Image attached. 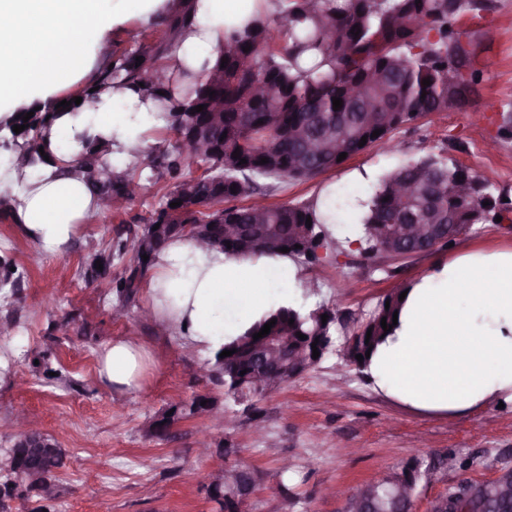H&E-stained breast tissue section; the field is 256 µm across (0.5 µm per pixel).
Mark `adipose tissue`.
Returning a JSON list of instances; mask_svg holds the SVG:
<instances>
[{"label": "adipose tissue", "mask_w": 512, "mask_h": 512, "mask_svg": "<svg viewBox=\"0 0 512 512\" xmlns=\"http://www.w3.org/2000/svg\"><path fill=\"white\" fill-rule=\"evenodd\" d=\"M276 12L275 0H195L196 22L169 62L199 73L224 36L254 15L256 4ZM168 0H0V105L28 107L50 100L90 70L89 47L127 20L165 15ZM152 103L116 88L54 122L48 149L59 153L78 132L115 141V165L144 146L159 125ZM13 153L0 149V178L23 181L16 217L43 249L62 251L98 200L67 164L37 163L17 174ZM305 279L285 255L240 257L176 238L157 255L148 284L152 309L199 351H218L264 313L301 302ZM146 352L118 338L104 350L103 378L137 385ZM368 374L381 389L433 410L464 411L512 396V249L474 252L432 268L412 282L393 336L381 343Z\"/></svg>", "instance_id": "1"}]
</instances>
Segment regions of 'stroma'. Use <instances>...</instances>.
Listing matches in <instances>:
<instances>
[{
    "label": "stroma",
    "instance_id": "stroma-1",
    "mask_svg": "<svg viewBox=\"0 0 512 512\" xmlns=\"http://www.w3.org/2000/svg\"><path fill=\"white\" fill-rule=\"evenodd\" d=\"M491 3L487 24L466 30L483 78L465 106L397 130L396 151L374 146L314 179L282 180L267 201H310L335 186L336 222L328 231L342 247L356 198L368 197L380 177L411 159L443 154L512 194V138L494 141L489 122L512 101V0ZM161 33L155 23L129 21L90 51V64L99 67ZM165 189L158 183L121 216L80 224L60 253L41 250L0 217V257L27 271L20 301L0 308V321L15 323L14 335L0 336V448L8 446L20 412L58 441L67 453L57 474L58 512H216L196 481L214 464L197 451L203 437L237 449L238 462L261 473L244 512H345V499L329 496L330 488L351 491L416 460L470 459L467 469L444 468L422 487L413 512H427L460 481H485L512 465L511 398L457 415L418 411L333 352L262 399L229 404V426L197 416L179 420L170 438L145 436L147 422L170 405L199 394L220 400L224 388L200 381L205 355L178 331L160 328L148 314L147 292H139L127 317L113 320L106 283L87 282L80 268L89 242L105 245L111 227L148 216L153 196ZM511 247L512 223L489 221L447 249L373 268L353 248L341 262L326 259L303 274L316 285L314 301L358 317L434 265L467 251ZM72 307L88 319L83 332L66 322ZM117 338L138 342L150 355L136 389L110 385L99 374L102 354Z\"/></svg>",
    "mask_w": 512,
    "mask_h": 512
}]
</instances>
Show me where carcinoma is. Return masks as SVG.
I'll return each instance as SVG.
<instances>
[{"instance_id":"carcinoma-1","label":"carcinoma","mask_w":512,"mask_h":512,"mask_svg":"<svg viewBox=\"0 0 512 512\" xmlns=\"http://www.w3.org/2000/svg\"><path fill=\"white\" fill-rule=\"evenodd\" d=\"M194 0H171L161 24L162 37L152 45L138 48L114 61L113 67L97 70L79 94L84 102H95L112 89L132 88L142 98L156 102L174 134V141L156 146L125 168L117 169L111 161L108 143L99 139H81L82 149L71 160V167L94 190L97 196L112 192L115 197L130 202L144 188L163 180L167 189L155 199L147 218L140 224H120L114 229L105 248L93 244L83 261V276L91 281L105 282L116 301L113 306L127 309L135 305L143 278L153 266L157 253L174 238L185 237L198 242L208 228L206 219L216 206L224 207V220L238 224H253L248 209L234 201L250 198L261 188L259 180L312 179L326 171L324 164L336 154L338 143L354 145L377 129L379 117L386 112L402 114L400 122L383 130L390 138L401 127L428 116L432 112L448 111V48L464 35L460 21L469 17L480 26L487 18L488 0H285L284 7L272 15L260 14L247 25L224 38L214 64L206 66L190 81L183 73L169 70L167 61L177 49L183 34L194 25ZM358 28L360 33L351 30ZM250 50L243 51L244 47ZM147 65H136V57ZM228 64H222V60ZM372 69L383 71L381 80L366 84L358 100L333 110V98L342 97L346 84ZM430 79L429 86L423 80ZM460 82L473 88L481 81L482 72L465 57L458 69ZM223 98L227 121L205 123L204 112L191 109L205 104L207 90ZM258 113L263 123L249 119ZM26 111L13 113L0 122L5 146L16 154L20 168L43 159L39 148L46 147L50 128L59 115L58 108L34 111L23 121ZM297 119L308 123L307 129L317 133L319 152H304L298 139H284L282 128ZM27 125L20 133L15 125ZM194 128L218 146L214 153H198L184 146L181 129ZM240 157H233L235 150ZM249 157L268 159L262 166L240 163ZM201 171L191 176L190 169ZM466 178L473 194L463 195L458 189L459 178ZM218 179L229 188L224 198L208 201L198 199V209L187 214H170L171 202L178 197H194V181ZM414 184L411 200L405 205L398 198V187ZM236 191H231V188ZM500 190L489 179L452 160L427 156L411 160L379 179L369 198L360 203L362 212L352 214L354 223L361 225L358 238L361 256L371 260L380 239L388 236L390 224H406L409 217L421 224L423 235L433 234L435 224L476 225L487 222L483 202H495ZM322 226V238L328 240L325 224L328 219L318 210L317 201L293 205H265L261 224L273 243L263 249L248 247L222 252L231 255L279 254L280 244L294 243L299 227L306 223ZM133 257L124 271L112 275L113 259L126 252ZM148 255L143 259L142 255ZM101 261L103 270L96 269ZM24 273L6 271L0 277V292L6 304L20 299ZM398 288L377 302L368 315L358 321L352 336L354 354L363 355L359 367L367 365L366 352L373 350L391 332L384 331L381 320L393 324L394 312L402 302ZM330 307L319 305L308 311L280 307L268 312L247 331L224 349L233 355L222 358L215 353L207 361L209 380L224 383V370L241 372L264 357L253 341L255 333L270 320H276L270 335L288 337V348L315 340L325 341L333 335L335 321H322L321 315ZM294 324H289V320ZM307 339L298 338V334ZM371 337H366V334ZM221 411L215 398L196 395L188 402L168 407L179 410L177 418L198 416L205 409ZM172 416L163 412L149 421L146 436L165 438L166 425ZM0 485L13 484L0 494V512H8L5 500L14 497L22 487L21 497L34 503L30 512H43L45 501L60 497L56 474L65 467L67 454L42 456L33 450L0 448ZM375 512H404L397 487L390 482L377 489Z\"/></svg>"}]
</instances>
